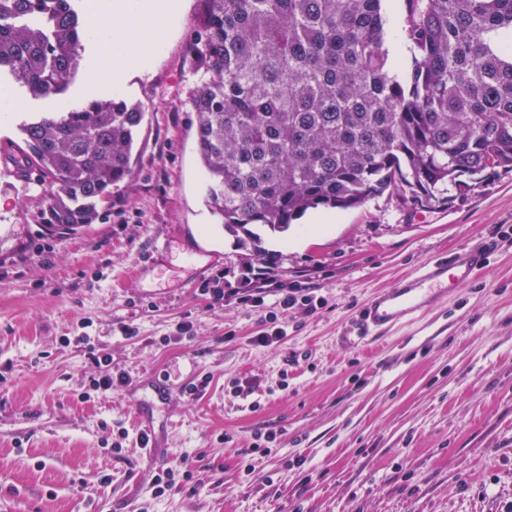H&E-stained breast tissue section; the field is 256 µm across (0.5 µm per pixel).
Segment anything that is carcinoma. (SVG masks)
Returning <instances> with one entry per match:
<instances>
[{"instance_id": "cac0c4a2", "label": "carcinoma", "mask_w": 512, "mask_h": 512, "mask_svg": "<svg viewBox=\"0 0 512 512\" xmlns=\"http://www.w3.org/2000/svg\"><path fill=\"white\" fill-rule=\"evenodd\" d=\"M190 94L204 197L231 231L386 192L426 208L512 171V0H404L410 68L382 0H200ZM86 26L72 0H0V75L66 91ZM144 112L124 99L45 112L15 162L47 185L49 224H92L132 175Z\"/></svg>"}]
</instances>
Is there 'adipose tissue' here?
<instances>
[{
  "mask_svg": "<svg viewBox=\"0 0 512 512\" xmlns=\"http://www.w3.org/2000/svg\"><path fill=\"white\" fill-rule=\"evenodd\" d=\"M158 9L157 0H112L111 20L95 21L88 30V39L112 61L113 93L123 89L121 72L140 62L142 44H149L153 52L162 51V44L155 42L146 25Z\"/></svg>",
  "mask_w": 512,
  "mask_h": 512,
  "instance_id": "ef3b65f1",
  "label": "adipose tissue"
}]
</instances>
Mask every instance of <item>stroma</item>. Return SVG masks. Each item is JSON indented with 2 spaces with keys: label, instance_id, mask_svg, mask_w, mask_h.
I'll list each match as a JSON object with an SVG mask.
<instances>
[{
  "label": "stroma",
  "instance_id": "35a3bbf8",
  "mask_svg": "<svg viewBox=\"0 0 512 512\" xmlns=\"http://www.w3.org/2000/svg\"><path fill=\"white\" fill-rule=\"evenodd\" d=\"M158 2L163 50L142 48L121 93L144 109L141 153L96 222L50 227L39 176L6 169L20 123L61 99L0 81L18 103L0 121V512H512V173L442 207L386 193L243 247L203 196L198 0ZM100 57L85 42L65 99L112 98ZM488 237L498 253L436 310L357 340L376 290ZM258 268L251 307L232 291ZM288 294L312 304L283 308ZM274 324L285 338L255 343ZM94 353L129 382L83 402ZM160 373L175 386L164 404L148 389ZM143 410L164 443L152 461L136 442ZM185 455L192 482L152 498V473Z\"/></svg>",
  "mask_w": 512,
  "mask_h": 512
}]
</instances>
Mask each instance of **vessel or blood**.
<instances>
[{"label":"vessel or blood","instance_id":"b4317fda","mask_svg":"<svg viewBox=\"0 0 512 512\" xmlns=\"http://www.w3.org/2000/svg\"><path fill=\"white\" fill-rule=\"evenodd\" d=\"M497 248L491 240L465 247L421 265L395 288L374 293L360 313L357 336L380 339L386 330L410 324L436 309L456 285L472 280Z\"/></svg>","mask_w":512,"mask_h":512}]
</instances>
